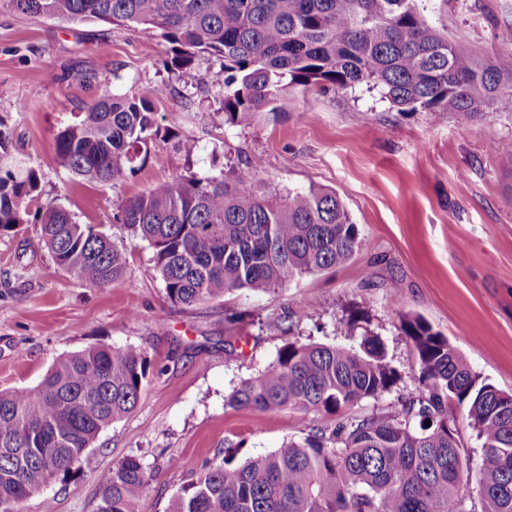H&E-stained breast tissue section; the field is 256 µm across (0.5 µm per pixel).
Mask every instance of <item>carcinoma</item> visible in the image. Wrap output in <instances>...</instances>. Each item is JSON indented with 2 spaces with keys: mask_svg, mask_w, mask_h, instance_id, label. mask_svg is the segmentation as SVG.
Listing matches in <instances>:
<instances>
[{
  "mask_svg": "<svg viewBox=\"0 0 512 512\" xmlns=\"http://www.w3.org/2000/svg\"><path fill=\"white\" fill-rule=\"evenodd\" d=\"M33 18L101 20L153 28L171 45V67L201 53L222 58L224 123L251 128L288 111L297 90L366 85L399 112H451L461 126L512 114V49L483 58L439 33L415 0H0ZM160 90L105 95L61 130L57 158L104 186L144 166L160 134ZM255 158L229 178L173 174L116 205L115 222L149 243L167 299L192 307L238 290L269 293L346 264L362 246L334 191L254 189ZM39 178L0 166V236L26 223ZM41 240L58 267L90 288L123 277L127 250L63 204L40 215ZM358 348L286 342L275 361L227 398L236 409L318 412L331 425L282 447L203 462L168 512H512V394L480 380L448 338L421 316L401 330L419 362L420 385L385 412L353 415L391 393L398 374L363 326ZM152 372L133 346H92L61 357L30 390L0 392V512L67 475L99 433L137 407ZM467 412L483 452L464 466L450 421ZM430 426H425V423ZM152 470L130 456L100 478L96 512H135ZM475 484L476 493L467 491Z\"/></svg>",
  "mask_w": 512,
  "mask_h": 512,
  "instance_id": "1",
  "label": "carcinoma"
}]
</instances>
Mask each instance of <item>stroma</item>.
Wrapping results in <instances>:
<instances>
[{
    "label": "stroma",
    "instance_id": "1",
    "mask_svg": "<svg viewBox=\"0 0 512 512\" xmlns=\"http://www.w3.org/2000/svg\"><path fill=\"white\" fill-rule=\"evenodd\" d=\"M448 37L484 56L512 31V0H416ZM158 32L98 20H33L0 10V127L9 155L39 176L38 207L61 202L81 224L101 226L128 249L123 277L90 288L59 268L35 221L0 237V391L31 389L62 355L97 344L145 350L154 368L137 408L105 428L68 476L20 502L18 512H95L99 478L123 458L150 465L136 512H166L202 463L224 447L246 459L330 425L303 412L234 410L225 398L272 364L293 325L302 343L352 345L347 319L363 312L399 374L395 395L419 385V364L400 329L420 315L466 356L474 372L512 393V114L460 126L452 113L399 112L364 87L296 95L277 118L242 129L224 122L221 68L198 55L168 64ZM161 87L164 135L149 159L113 186L73 177L56 157L60 130L103 95ZM211 114L198 124L197 109ZM192 151L175 147V140ZM270 188L336 191L362 248L333 271L257 296L241 290L194 307L172 304L147 242L113 219L120 201L179 172L230 176L252 158ZM398 282L400 305L389 300ZM176 467H167L168 459Z\"/></svg>",
    "mask_w": 512,
    "mask_h": 512
}]
</instances>
